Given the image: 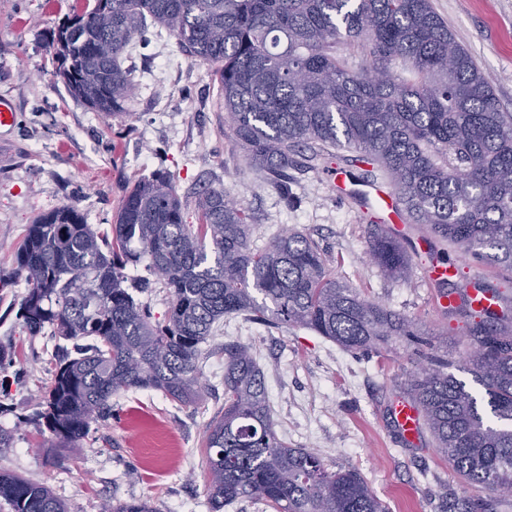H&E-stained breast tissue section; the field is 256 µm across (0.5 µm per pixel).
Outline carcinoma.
<instances>
[{"instance_id":"obj_1","label":"carcinoma","mask_w":512,"mask_h":512,"mask_svg":"<svg viewBox=\"0 0 512 512\" xmlns=\"http://www.w3.org/2000/svg\"><path fill=\"white\" fill-rule=\"evenodd\" d=\"M148 21L213 68L231 142L283 190L301 160L352 149L389 178L414 223L512 271V113L431 0H92L47 36L71 96L108 117L123 113L134 80L121 57ZM196 208L197 223H187L157 170L126 189L109 234L73 204L28 226L13 272L27 288L19 317L29 335L48 328L73 348L38 397L44 447H80L121 390L196 402L201 346L229 314L309 328L354 353L425 335L339 281L304 234L255 246L256 217L224 189L200 192ZM370 257L388 278L411 277V259L383 230ZM139 265L165 269L161 320L139 299L149 278L127 272ZM459 296L475 319L463 369L489 412L448 372L446 354L426 356L404 391L457 477L492 494L490 508L512 507V318ZM206 448L211 512L239 499L274 512H388L357 470H330L277 435L263 371L244 346L224 345V413L209 423ZM0 500L11 512H67L45 483L2 470ZM101 512L156 510L139 500Z\"/></svg>"}]
</instances>
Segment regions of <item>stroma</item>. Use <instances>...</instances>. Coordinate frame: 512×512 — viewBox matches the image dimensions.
Segmentation results:
<instances>
[{
    "label": "stroma",
    "instance_id": "35a3bbf8",
    "mask_svg": "<svg viewBox=\"0 0 512 512\" xmlns=\"http://www.w3.org/2000/svg\"><path fill=\"white\" fill-rule=\"evenodd\" d=\"M76 0H0V97L17 107L0 130V348L15 352L0 365V427L14 446L0 469L45 482L68 512H100L105 500L150 501L157 512H210L205 468L206 428L224 409V346L249 347L264 372L280 438L317 453L330 469L352 468L389 512H448L451 498L477 502L488 491L462 485L436 453L428 429L403 442L391 406L422 355L459 360L470 347L469 320L439 307L437 292L476 286L500 295L512 313V273L462 256L452 244L413 225L401 244L413 266L426 262L418 240L458 262L442 287L385 277L369 259L370 232L386 228V212L366 209L332 191L326 172L360 173L358 154L334 150L324 169L289 170L280 190L244 162L224 122L220 86L166 31L148 29L149 47L132 40L124 54L135 89L126 113L104 117L74 99L55 76L46 31L73 13ZM456 40L491 80L512 112V0H432ZM166 170L195 222L196 193L224 188L257 215L252 235L264 245L284 231L318 241L336 276L362 297L408 315L422 326L420 343L399 339L382 354L355 355L302 327L273 328L230 314L215 327L200 358L203 395L188 406L155 390L112 397V416L80 448L54 459L43 448L33 405L49 384L58 339L32 336L17 312L25 295L10 283L29 224L73 203L88 223L110 231L121 199L137 179Z\"/></svg>",
    "mask_w": 512,
    "mask_h": 512
}]
</instances>
